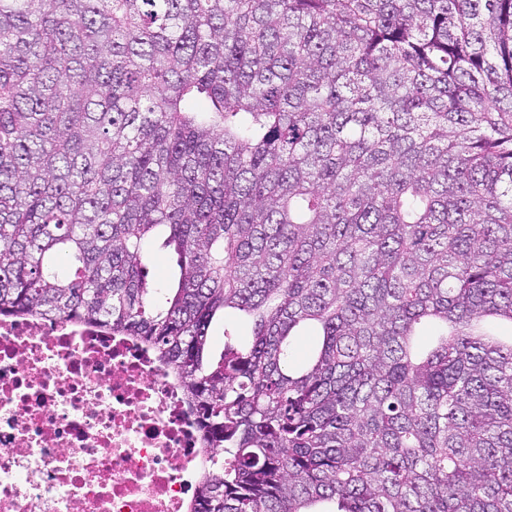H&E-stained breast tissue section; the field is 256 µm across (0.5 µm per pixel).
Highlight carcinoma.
Returning a JSON list of instances; mask_svg holds the SVG:
<instances>
[{"label": "carcinoma", "mask_w": 512, "mask_h": 512, "mask_svg": "<svg viewBox=\"0 0 512 512\" xmlns=\"http://www.w3.org/2000/svg\"><path fill=\"white\" fill-rule=\"evenodd\" d=\"M2 315L153 346L199 512H512V0H0ZM151 262L148 264V280L156 288H166L171 274L178 270L176 255L164 250L160 241L149 243ZM316 335L314 329L306 327L294 338V369L302 368L310 352L318 345L319 336Z\"/></svg>", "instance_id": "obj_1"}]
</instances>
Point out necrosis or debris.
Returning a JSON list of instances; mask_svg holds the SVG:
<instances>
[{"label":"necrosis or debris","mask_w":512,"mask_h":512,"mask_svg":"<svg viewBox=\"0 0 512 512\" xmlns=\"http://www.w3.org/2000/svg\"><path fill=\"white\" fill-rule=\"evenodd\" d=\"M220 453L136 338L0 318V512H194Z\"/></svg>","instance_id":"necrosis-or-debris-1"}]
</instances>
